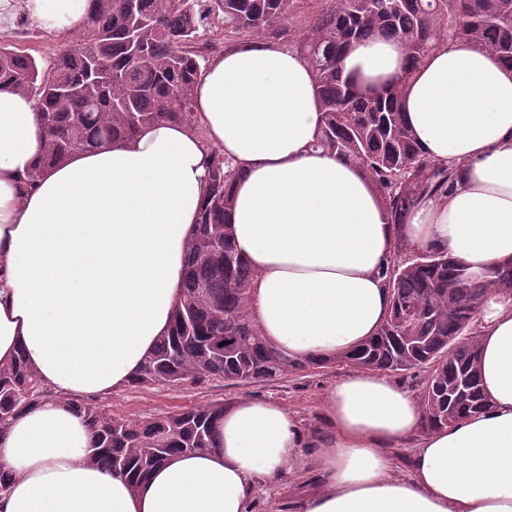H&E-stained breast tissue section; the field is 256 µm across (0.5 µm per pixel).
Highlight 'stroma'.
<instances>
[{
    "label": "stroma",
    "instance_id": "35a3bbf8",
    "mask_svg": "<svg viewBox=\"0 0 512 512\" xmlns=\"http://www.w3.org/2000/svg\"><path fill=\"white\" fill-rule=\"evenodd\" d=\"M11 28L28 32L23 41L7 40V47L31 53L41 64L49 66L58 51L71 43L68 35H56L42 29L22 8H15ZM346 373L345 368L330 367L316 373L289 376L272 383L233 386L223 380L210 379L175 387L126 386L99 397L98 402L112 417L143 420L148 417L181 411L215 401L232 403L241 398L269 400L283 405L304 419L311 433H319L322 425L318 406L325 390ZM313 463H306L301 476L284 478L278 488L261 490L254 512H290L292 497L302 482L313 480Z\"/></svg>",
    "mask_w": 512,
    "mask_h": 512
}]
</instances>
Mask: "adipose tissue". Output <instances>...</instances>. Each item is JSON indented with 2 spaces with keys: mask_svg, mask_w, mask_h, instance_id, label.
<instances>
[{
  "mask_svg": "<svg viewBox=\"0 0 512 512\" xmlns=\"http://www.w3.org/2000/svg\"><path fill=\"white\" fill-rule=\"evenodd\" d=\"M27 10L68 34L87 0ZM344 67L365 88L405 77L423 155L455 173L404 223H391L357 164L313 151L322 115L310 67L275 43L209 62L194 95L201 131L159 122L47 168L31 98L0 86V365L24 356L53 391L0 430V512H252L259 487L308 456L317 476L292 512H512V298L495 293L476 313L487 406L455 424L425 431L412 391L352 370L321 399L320 435L278 403L245 398L225 407L213 447L171 457L138 488L88 461L73 402L127 386L168 335L212 150L241 170L229 222L256 273L255 321L293 357L329 358L376 332L396 242L474 270L512 260V68L449 39L408 75L401 43L379 36ZM406 446L402 471L391 451Z\"/></svg>",
  "mask_w": 512,
  "mask_h": 512,
  "instance_id": "1",
  "label": "adipose tissue"
}]
</instances>
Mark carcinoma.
Here are the masks:
<instances>
[{"instance_id":"obj_1","label":"carcinoma","mask_w":512,"mask_h":512,"mask_svg":"<svg viewBox=\"0 0 512 512\" xmlns=\"http://www.w3.org/2000/svg\"><path fill=\"white\" fill-rule=\"evenodd\" d=\"M293 0H89L78 39L44 69L35 57L0 46V86L34 101L46 133L48 167L78 150L130 140L168 121L202 131L194 90L210 58L218 20L244 38L281 40ZM402 43L401 77L361 89L342 62L373 36ZM470 42L512 68V0H332L310 17L301 39L323 124L315 147L357 163L393 224L412 204L448 191L453 172L424 157L401 109L404 82L445 39ZM239 170L213 152L207 192L189 239L182 297L162 337L130 382L135 388L222 379L230 385L346 366L405 376L438 363L418 400L425 429L438 430L486 408L475 314L491 291L512 297V262L473 280L445 251H406L385 270L390 313L359 346L331 358L300 360L265 339L250 307L253 269L229 229ZM52 396L23 357L0 366V429L29 404ZM93 432L89 462L137 487L174 454L213 447L224 402L143 421L114 419L93 398L75 403Z\"/></svg>"}]
</instances>
